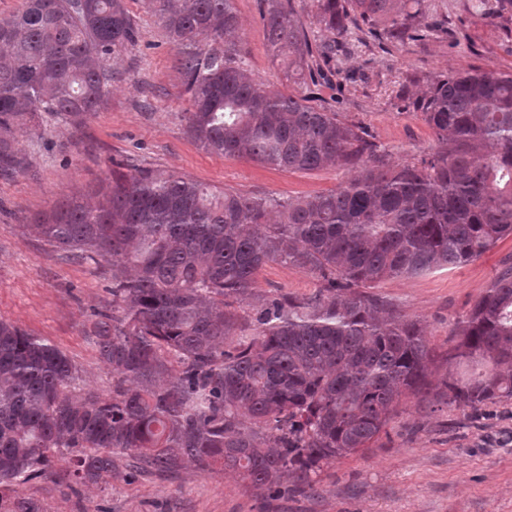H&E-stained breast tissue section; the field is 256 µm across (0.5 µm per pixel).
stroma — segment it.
I'll return each instance as SVG.
<instances>
[{
	"label": "stroma",
	"instance_id": "35a3bbf8",
	"mask_svg": "<svg viewBox=\"0 0 512 512\" xmlns=\"http://www.w3.org/2000/svg\"><path fill=\"white\" fill-rule=\"evenodd\" d=\"M135 41L117 64L101 108L74 124L37 113L15 133L27 159L21 172H0V319L58 347L77 369L72 391L111 394L112 368L101 360L93 332L94 311L112 309V266L82 260L30 229L67 199L98 188L113 172L132 167L173 171L218 190L279 199L327 192L350 171L332 167L288 172L246 158L204 151L187 132L191 102L176 70V50L147 0H124ZM248 68L263 87L294 89L265 44L264 0H234ZM423 43L382 49L367 32L348 37L344 51L321 62L300 91L310 105L360 124L397 163L414 162L439 149L413 106L430 80L462 69L512 72V24L474 16L468 0H426ZM512 263V235L474 261L411 278H390L373 295L425 327L438 365L454 346L451 330ZM318 274L279 261L256 274L252 296L234 301L236 336H253L254 311L285 294L305 301L322 292ZM106 484L69 490L56 460L44 474L16 484L20 496L43 512H512V400L483 407H442L405 398L387 434L370 448L336 460L319 473L315 489L295 493L293 475L281 494L250 488L223 465L200 470L185 463L169 474L145 467L133 454L112 456Z\"/></svg>",
	"mask_w": 512,
	"mask_h": 512
}]
</instances>
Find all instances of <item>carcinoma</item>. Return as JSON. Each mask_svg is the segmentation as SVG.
<instances>
[{"instance_id":"1","label":"carcinoma","mask_w":512,"mask_h":512,"mask_svg":"<svg viewBox=\"0 0 512 512\" xmlns=\"http://www.w3.org/2000/svg\"><path fill=\"white\" fill-rule=\"evenodd\" d=\"M177 50L199 146L282 170L344 167L338 188L281 201L214 191L174 172L135 168L29 228L81 258L112 264V310L97 312L112 394L71 392L76 368L56 346L0 320V507L42 512L16 495L57 457L85 484L112 476V452L160 471L216 463L270 494L295 489L367 448L410 394L477 412L512 400V268L468 316L435 385L418 320L361 292L479 258L512 235V73L471 69L432 80L416 108L440 150L394 164L362 126L258 84L239 45L234 0H148ZM503 20L512 0H471ZM323 50L353 31L390 44L426 38L425 0H311ZM267 49L299 83L312 47L283 0H266ZM134 41L122 0H25L0 19V170L21 171L14 132L37 112L74 122L101 107ZM270 260L304 267L325 292L282 294L234 340L242 297ZM178 369L168 366V355Z\"/></svg>"}]
</instances>
